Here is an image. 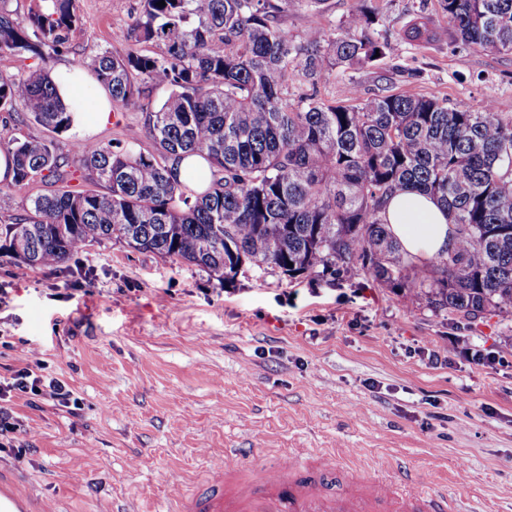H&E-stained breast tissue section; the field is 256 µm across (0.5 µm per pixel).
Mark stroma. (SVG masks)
<instances>
[{
  "instance_id": "obj_1",
  "label": "stroma",
  "mask_w": 512,
  "mask_h": 512,
  "mask_svg": "<svg viewBox=\"0 0 512 512\" xmlns=\"http://www.w3.org/2000/svg\"><path fill=\"white\" fill-rule=\"evenodd\" d=\"M370 36L391 54L336 68L317 85L291 81L289 98L316 93L425 95L512 113V55L463 45L437 0H372ZM71 54L120 49L140 0H75ZM433 19L429 43L404 32ZM141 110L115 112L94 133L152 150ZM512 315L474 319L412 303L364 275L289 281L244 266L232 286L197 267L112 241L60 268L0 259V377L44 361L81 400L13 398L25 461L0 453V489L22 512H168L176 490L204 481L223 449L287 460L294 448L335 457L351 481L395 480L468 497L483 512L512 503ZM490 353L477 363L469 353Z\"/></svg>"
}]
</instances>
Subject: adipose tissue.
<instances>
[{
    "label": "adipose tissue",
    "mask_w": 512,
    "mask_h": 512,
    "mask_svg": "<svg viewBox=\"0 0 512 512\" xmlns=\"http://www.w3.org/2000/svg\"><path fill=\"white\" fill-rule=\"evenodd\" d=\"M384 218L392 234L415 261L447 255L456 243L454 225L446 211L431 197L416 192L394 196Z\"/></svg>",
    "instance_id": "obj_1"
}]
</instances>
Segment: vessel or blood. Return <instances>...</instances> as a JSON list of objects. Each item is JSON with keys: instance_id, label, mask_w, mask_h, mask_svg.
<instances>
[{"instance_id": "obj_1", "label": "vessel or blood", "mask_w": 512, "mask_h": 512, "mask_svg": "<svg viewBox=\"0 0 512 512\" xmlns=\"http://www.w3.org/2000/svg\"><path fill=\"white\" fill-rule=\"evenodd\" d=\"M249 449L228 448L224 462L216 466L209 493L178 497L169 512H373L380 500L391 498L384 488L371 493L325 490L324 478L335 468L327 461L312 462L301 453L287 464L249 462ZM396 501V512H463L449 506L446 496L421 493Z\"/></svg>"}]
</instances>
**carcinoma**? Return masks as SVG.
I'll return each mask as SVG.
<instances>
[{
	"label": "carcinoma",
	"mask_w": 512,
	"mask_h": 512,
	"mask_svg": "<svg viewBox=\"0 0 512 512\" xmlns=\"http://www.w3.org/2000/svg\"><path fill=\"white\" fill-rule=\"evenodd\" d=\"M140 2L126 47L92 49L80 65L112 108L145 112L153 150L76 140L79 168L105 191L61 187L6 216L14 192L69 173L51 143L0 124V148L15 164L14 180L0 187V258L61 267L87 246L115 240L196 266L225 286L247 263L290 279L356 271L434 311L512 314V113L408 93L365 99L354 89L346 105L313 93L288 102L292 76L313 83L390 52L388 41L367 34L376 14L366 0L339 32L323 26L314 0L299 38L280 24L288 0ZM73 3L30 0L21 21L0 6V56L41 61L0 70V112L21 109L55 133L73 126L50 66L70 51L79 23ZM438 5L463 44L512 53V0ZM432 36L428 22L405 33L418 44ZM159 88L168 96L153 109ZM190 156L209 165L202 192L173 177ZM406 191L448 210L457 236L448 255L417 265L391 234L386 205Z\"/></svg>",
	"instance_id": "1"
}]
</instances>
